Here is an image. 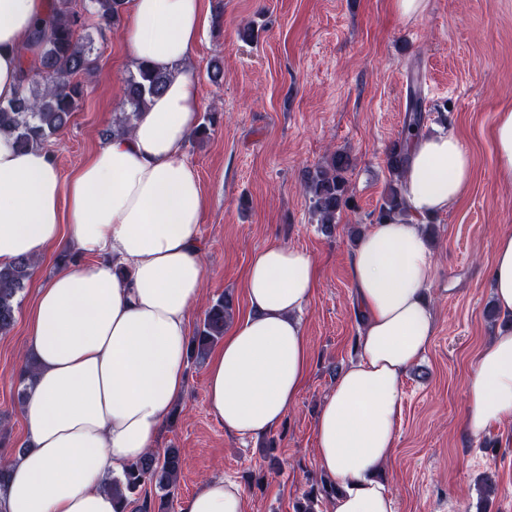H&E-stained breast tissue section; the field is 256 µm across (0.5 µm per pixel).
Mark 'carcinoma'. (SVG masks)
Returning a JSON list of instances; mask_svg holds the SVG:
<instances>
[{
	"label": "carcinoma",
	"mask_w": 512,
	"mask_h": 512,
	"mask_svg": "<svg viewBox=\"0 0 512 512\" xmlns=\"http://www.w3.org/2000/svg\"><path fill=\"white\" fill-rule=\"evenodd\" d=\"M128 0H49L47 15L32 33L31 45L38 50L39 66L28 63V49L20 50V92L10 103L0 104V131L9 132L20 149L44 145L68 123L79 106L84 86L79 77L91 72L94 35L121 22ZM169 75L147 65H139L125 79L127 110L116 114L112 133L131 131L148 97L162 92ZM410 114L388 155L391 180L378 209L377 221L405 213L402 182L409 163V143L421 129L420 102L409 105ZM352 159L346 152H334L308 173L305 191L317 223L332 230L343 207L347 206L346 174ZM35 261L21 258L0 267V336L8 335L16 323L18 296L31 277ZM232 316L231 301L218 299L206 311L202 324L190 339L191 356L204 359L224 337ZM182 468L176 448L152 451L129 465L121 478L110 483L115 512H170ZM155 495H142L146 486ZM336 493L322 484L306 495L296 512H315L319 500Z\"/></svg>",
	"instance_id": "carcinoma-1"
}]
</instances>
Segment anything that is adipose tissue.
<instances>
[{"label":"adipose tissue","instance_id":"ef3b65f1","mask_svg":"<svg viewBox=\"0 0 512 512\" xmlns=\"http://www.w3.org/2000/svg\"><path fill=\"white\" fill-rule=\"evenodd\" d=\"M133 64L169 74L129 134L99 145L68 179L49 151L0 133V266L60 245L79 256L37 291L24 356L35 383L20 404L26 449L9 464L0 512H114L110 478L155 450L186 386L189 311L201 289L205 198L184 145L200 99L188 64L208 23L204 0H129ZM47 0H0V102L19 93L20 47ZM471 155L451 132L411 142L408 213L371 225L351 253L361 320L357 358L317 416V463L338 489L327 512H395L379 477L397 446L403 381L428 351L436 314L426 298L433 254L419 220L468 187ZM494 305L507 320L485 344L465 390L464 430L479 438L512 420V233L496 243ZM318 280L306 250L272 243L245 280L248 309L206 366V401L227 434L275 431L308 379L301 320ZM241 484L205 481L179 512H246Z\"/></svg>","mask_w":512,"mask_h":512}]
</instances>
